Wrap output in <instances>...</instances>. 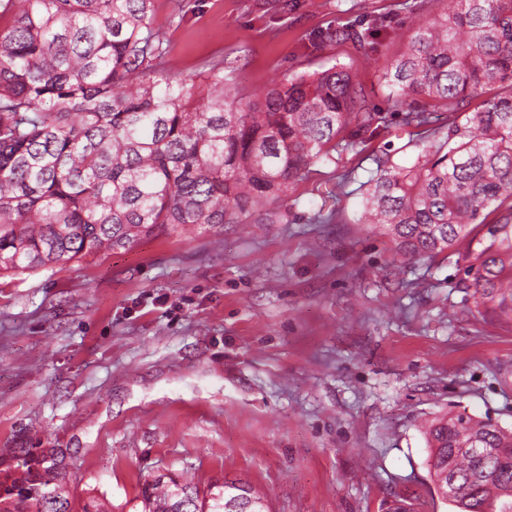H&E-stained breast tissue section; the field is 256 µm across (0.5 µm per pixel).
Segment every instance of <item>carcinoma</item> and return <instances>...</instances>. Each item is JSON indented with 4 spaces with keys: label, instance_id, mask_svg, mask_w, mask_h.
Returning a JSON list of instances; mask_svg holds the SVG:
<instances>
[{
    "label": "carcinoma",
    "instance_id": "obj_1",
    "mask_svg": "<svg viewBox=\"0 0 512 512\" xmlns=\"http://www.w3.org/2000/svg\"><path fill=\"white\" fill-rule=\"evenodd\" d=\"M153 17L154 0H0V276L189 227L281 224V203L341 130L354 148L385 123L338 65L245 96L216 63L199 97L194 79L159 77L167 46ZM326 39L371 52L353 29ZM383 75L403 126L440 110L465 123L409 166L375 157L357 223L383 227L395 262L476 244L459 287L512 317V0H449ZM425 435L443 500L512 512V429L450 411ZM17 453L0 458V512H110L96 496L73 510L63 453ZM142 496L145 512H268L238 479L203 500L172 478Z\"/></svg>",
    "mask_w": 512,
    "mask_h": 512
}]
</instances>
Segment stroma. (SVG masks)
<instances>
[{"label":"stroma","mask_w":512,"mask_h":512,"mask_svg":"<svg viewBox=\"0 0 512 512\" xmlns=\"http://www.w3.org/2000/svg\"><path fill=\"white\" fill-rule=\"evenodd\" d=\"M448 0H155L170 76L223 62L251 94L340 64L387 112L381 68L406 23ZM375 20L376 50L326 42ZM311 165L282 224H223L0 277V454L65 449L75 498L143 512L158 475L200 496L239 479L270 512H455L438 497L423 434L453 411L512 428V329L458 288L457 256L389 267L391 242L358 224V190L389 152V119L356 150ZM331 224H316L319 209Z\"/></svg>","instance_id":"obj_1"}]
</instances>
